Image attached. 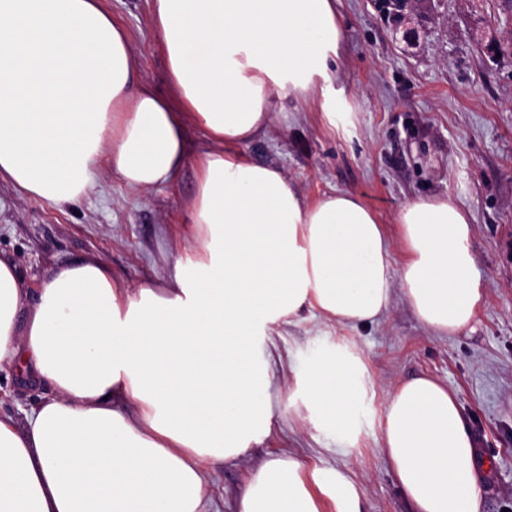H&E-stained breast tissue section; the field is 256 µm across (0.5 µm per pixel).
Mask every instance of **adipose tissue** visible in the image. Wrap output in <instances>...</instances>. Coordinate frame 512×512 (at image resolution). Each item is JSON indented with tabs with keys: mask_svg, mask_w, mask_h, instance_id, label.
<instances>
[{
	"mask_svg": "<svg viewBox=\"0 0 512 512\" xmlns=\"http://www.w3.org/2000/svg\"><path fill=\"white\" fill-rule=\"evenodd\" d=\"M168 95L138 77L127 31L101 0H0V181L61 206L106 167L137 189L170 182L188 126L207 143L185 222L194 245L165 287L125 289L88 258L23 288L0 258V370L46 383L24 426L0 416V512H205L207 471L244 455L272 416L255 338L318 311L339 325L389 308V241L357 196L308 198L240 147L281 100L343 110L337 0H152ZM472 214L451 196L396 215L400 281L441 336L472 323L484 295ZM369 391L345 345L313 354L297 392L315 426L351 441ZM379 452L415 512H480L478 454L462 408L436 381L398 385ZM303 464L252 475L236 512H318Z\"/></svg>",
	"mask_w": 512,
	"mask_h": 512,
	"instance_id": "adipose-tissue-1",
	"label": "adipose tissue"
}]
</instances>
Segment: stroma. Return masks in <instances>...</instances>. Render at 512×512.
<instances>
[{"label":"stroma","mask_w":512,"mask_h":512,"mask_svg":"<svg viewBox=\"0 0 512 512\" xmlns=\"http://www.w3.org/2000/svg\"><path fill=\"white\" fill-rule=\"evenodd\" d=\"M128 31L141 77L167 93L151 0H102ZM344 40L335 86L348 105L346 130L317 103L283 100L269 134L244 145L277 166L310 200L337 191L362 197L391 241L392 276L406 261L398 211L419 197L451 194L474 218L471 248L484 292L472 324L455 336L423 325L400 289L373 322L337 325L309 310L270 324L257 347L273 380L268 431L241 457L208 472L209 512H235L252 473L292 455L319 512H336L313 472L341 471L355 483L360 512H414L378 451V421L393 388L426 376L462 407L485 468L477 472L481 512H512V0H338ZM413 39H405V32ZM200 143L178 177L134 190L98 169L93 185L59 208L0 182V256L18 261L23 285L95 257L125 288L162 287L192 243L183 222L195 192ZM354 347L371 379L356 438L339 443L292 400L298 376L326 344ZM42 385L0 372V415L23 422Z\"/></svg>","instance_id":"obj_1"}]
</instances>
